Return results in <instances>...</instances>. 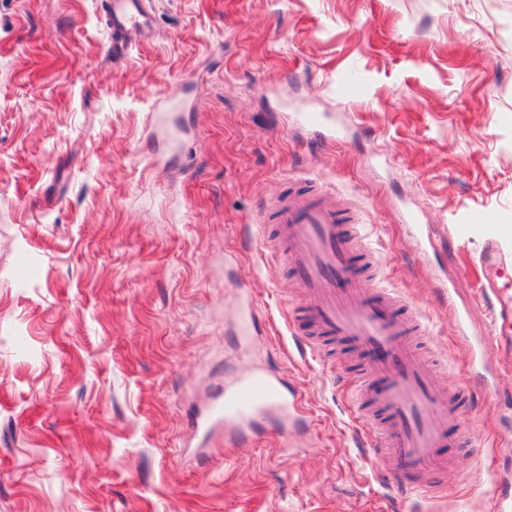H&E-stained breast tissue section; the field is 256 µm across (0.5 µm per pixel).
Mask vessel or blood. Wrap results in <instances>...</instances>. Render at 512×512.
Here are the masks:
<instances>
[{
  "instance_id": "1",
  "label": "vessel or blood",
  "mask_w": 512,
  "mask_h": 512,
  "mask_svg": "<svg viewBox=\"0 0 512 512\" xmlns=\"http://www.w3.org/2000/svg\"><path fill=\"white\" fill-rule=\"evenodd\" d=\"M107 15L113 54H129L153 34L150 0H108ZM291 121L336 136L324 113L296 112ZM266 214L276 226L274 260L287 265L302 291L301 304L290 310L289 329L310 352H324L332 340L356 356L346 383L355 413L371 419L374 427L369 436L372 468L393 475L421 499L439 500L453 449L471 441L460 421L472 405L471 390L447 393L434 386L430 358L422 349V323L394 290L368 287L355 261L360 239L349 211L336 209L317 184L309 183L279 195ZM480 262L483 288L498 296L500 315L512 317V279L507 276L512 250L493 236ZM255 324V310L245 304L235 336L248 342ZM302 417L298 393L274 372L254 370L225 381L197 416L196 427L207 434L221 429L236 439L271 425L285 437Z\"/></svg>"
}]
</instances>
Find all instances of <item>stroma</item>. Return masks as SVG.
I'll return each instance as SVG.
<instances>
[{
	"mask_svg": "<svg viewBox=\"0 0 512 512\" xmlns=\"http://www.w3.org/2000/svg\"><path fill=\"white\" fill-rule=\"evenodd\" d=\"M154 2L156 37L115 56L104 0H0V512H420L367 464L350 355L286 327L300 298L257 222L303 179L357 210L438 389L473 388L477 454L432 512H489L512 320L477 256L512 225V0ZM310 111L340 136L287 124ZM237 287L262 320L248 363L303 400L285 439L193 424L244 365Z\"/></svg>",
	"mask_w": 512,
	"mask_h": 512,
	"instance_id": "obj_1",
	"label": "stroma"
}]
</instances>
